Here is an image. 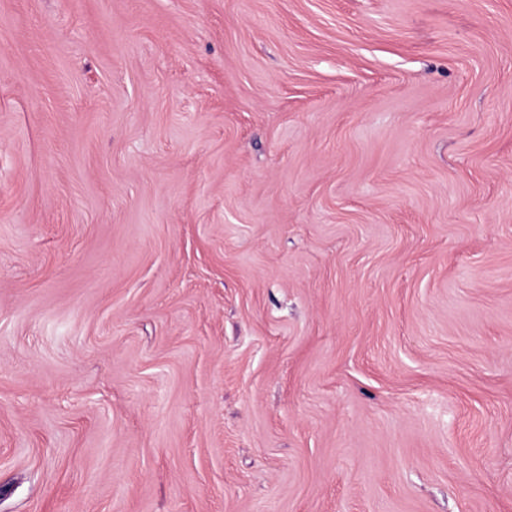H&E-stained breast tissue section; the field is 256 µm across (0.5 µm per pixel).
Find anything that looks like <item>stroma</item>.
Instances as JSON below:
<instances>
[{
    "mask_svg": "<svg viewBox=\"0 0 512 512\" xmlns=\"http://www.w3.org/2000/svg\"><path fill=\"white\" fill-rule=\"evenodd\" d=\"M0 512H512V0H0Z\"/></svg>",
    "mask_w": 512,
    "mask_h": 512,
    "instance_id": "35a3bbf8",
    "label": "stroma"
}]
</instances>
